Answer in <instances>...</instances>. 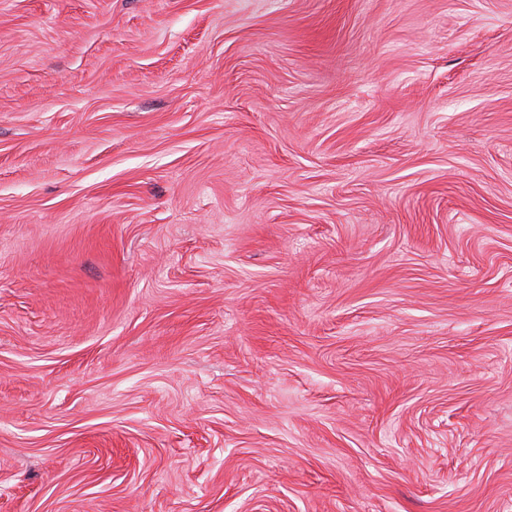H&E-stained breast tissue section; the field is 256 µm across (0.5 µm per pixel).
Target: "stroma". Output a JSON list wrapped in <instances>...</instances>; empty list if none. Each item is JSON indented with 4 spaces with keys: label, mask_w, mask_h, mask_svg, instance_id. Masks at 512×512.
Segmentation results:
<instances>
[{
    "label": "stroma",
    "mask_w": 512,
    "mask_h": 512,
    "mask_svg": "<svg viewBox=\"0 0 512 512\" xmlns=\"http://www.w3.org/2000/svg\"><path fill=\"white\" fill-rule=\"evenodd\" d=\"M0 512H512V0H0Z\"/></svg>",
    "instance_id": "stroma-1"
}]
</instances>
